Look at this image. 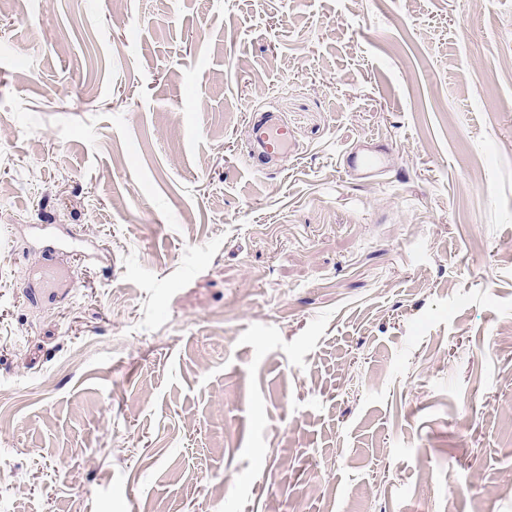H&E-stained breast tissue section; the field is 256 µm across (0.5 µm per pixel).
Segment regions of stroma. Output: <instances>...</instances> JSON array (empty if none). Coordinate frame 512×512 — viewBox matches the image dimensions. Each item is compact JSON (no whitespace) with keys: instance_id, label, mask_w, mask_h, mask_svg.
I'll return each instance as SVG.
<instances>
[{"instance_id":"obj_1","label":"stroma","mask_w":512,"mask_h":512,"mask_svg":"<svg viewBox=\"0 0 512 512\" xmlns=\"http://www.w3.org/2000/svg\"><path fill=\"white\" fill-rule=\"evenodd\" d=\"M0 512H512V0L0 6ZM251 136L255 145L261 149L257 160L265 164L272 158H280L287 153L292 131L274 114L266 113L253 122ZM388 149L374 153L351 152L346 159L345 169L360 179L380 176L387 168ZM78 256L83 257L92 256L76 246H71L65 249L61 248H47L43 250V261L41 266V278L37 293L34 290L27 295L28 300L36 302V296L40 297L44 293H53L56 288H59L63 282L62 277L67 275L76 279L73 267L68 263V257Z\"/></svg>"}]
</instances>
